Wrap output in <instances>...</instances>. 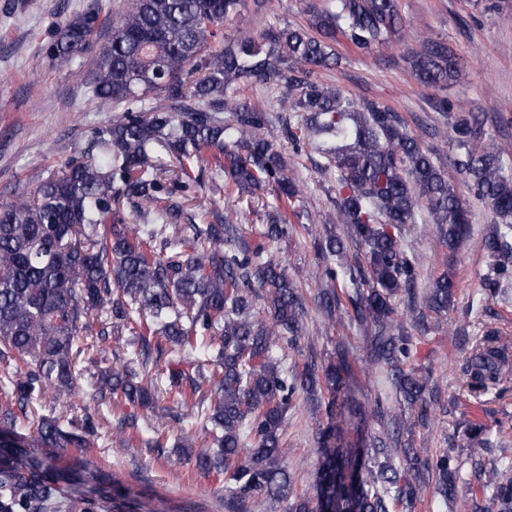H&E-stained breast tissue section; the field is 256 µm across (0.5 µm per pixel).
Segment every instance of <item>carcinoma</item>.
<instances>
[{"label": "carcinoma", "instance_id": "carcinoma-1", "mask_svg": "<svg viewBox=\"0 0 512 512\" xmlns=\"http://www.w3.org/2000/svg\"><path fill=\"white\" fill-rule=\"evenodd\" d=\"M245 0H131L112 20L108 39L94 58L92 97L101 105L124 107V115L97 132L96 140L63 170L33 190L0 203V359L13 370L0 376L8 405L0 409V512H124L115 499L65 495L61 482L78 479L48 453L33 462L16 448H88L97 433L63 429L58 418L35 407L50 397L64 402L82 390L77 358L92 312L106 314L97 335L106 340L133 324L138 334L125 356L91 380L101 401L146 407L154 386L149 375L165 353L174 356L165 391L184 407V433L200 426L212 445L196 457L197 467L224 476V509L250 512L258 496L286 500L293 478L284 466L282 429L296 394L325 406L323 444L340 439L332 423L337 405L353 417L360 408L340 399L347 355L325 366L304 365L288 374L279 350L302 336V302L296 282L281 263L254 249H226V224H208L185 234L184 209L175 191L190 187L174 180L168 190L154 154L176 158L182 174L211 167L241 191L270 189L276 213L265 238H281L290 217L308 206L288 163L261 136L264 110L242 97L262 82L283 91L282 110L297 118L288 128L295 145H319L321 175L336 193L334 235L316 242L322 255L336 258L325 268L331 284L349 281L348 305L331 287L319 297L328 317L353 312L370 328L369 361L387 368L404 401L427 421V378L405 371L413 336L395 300L416 309L417 271L403 247L419 224H432L443 246L454 251L470 224L471 201L495 218L483 247L495 259L485 286L496 291L512 273V146L486 137L478 119L437 97L440 112L458 110L453 142L456 166L470 191L466 198L448 181L439 153L411 132L401 115L379 102L323 84L318 71L338 65L336 45L371 52L398 40L405 27L399 0H328L310 12L304 25L270 26L259 40L228 37L224 29L239 16ZM102 27L97 11L64 19L48 49L52 63L68 66L81 57ZM416 79L444 91L458 72L448 43L426 36L407 52ZM296 90L291 95L289 90ZM232 114L224 122L220 113ZM124 199L139 223L114 216L112 202ZM360 251L347 253L345 241ZM272 292L269 317L252 316L258 291ZM455 290L444 271L424 296L426 309L448 312ZM512 343L491 331L476 345L466 371L467 391L477 397L512 375ZM141 433L131 414L120 418L122 442ZM470 444L491 448L490 431L474 423ZM386 442L372 449L328 448L317 470L316 505L295 498L292 512H395L421 498L427 485L411 449L395 465ZM453 458L442 455L427 468L436 474L435 493L458 494ZM491 493L497 512H512V477L490 462L468 487L472 512H485L477 494Z\"/></svg>", "mask_w": 512, "mask_h": 512}]
</instances>
